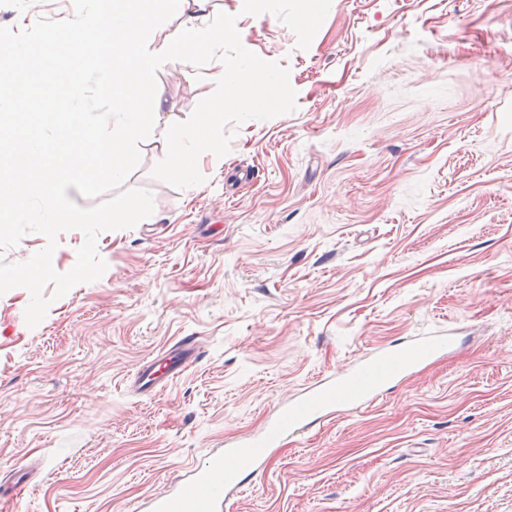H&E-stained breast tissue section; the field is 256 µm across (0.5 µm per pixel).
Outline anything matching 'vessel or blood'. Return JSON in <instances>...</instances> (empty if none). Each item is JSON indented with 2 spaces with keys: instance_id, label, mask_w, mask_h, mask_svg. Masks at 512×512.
I'll return each instance as SVG.
<instances>
[{
  "instance_id": "b4317fda",
  "label": "vessel or blood",
  "mask_w": 512,
  "mask_h": 512,
  "mask_svg": "<svg viewBox=\"0 0 512 512\" xmlns=\"http://www.w3.org/2000/svg\"><path fill=\"white\" fill-rule=\"evenodd\" d=\"M453 341L450 335L419 338L405 347H392L366 357L341 375L317 380L298 398L277 407L274 429L244 437L211 454L205 464L187 467L165 492L144 501L140 512H224L229 499L243 486L240 477L225 471V461L238 460L249 472L260 473L266 449L276 446L282 432L301 431L338 408L353 413L372 405L380 390L371 375L376 362H386L391 377L396 378L418 368ZM199 355L195 337L181 338L138 366L133 380L136 391L156 392L163 382L192 368Z\"/></svg>"
}]
</instances>
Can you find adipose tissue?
<instances>
[{
  "label": "adipose tissue",
  "mask_w": 512,
  "mask_h": 512,
  "mask_svg": "<svg viewBox=\"0 0 512 512\" xmlns=\"http://www.w3.org/2000/svg\"><path fill=\"white\" fill-rule=\"evenodd\" d=\"M62 30L84 62L70 77L72 127L58 131L47 121L50 66L29 69L26 94L0 95V140L12 146L1 224H109L117 214L134 223L151 222L148 208L130 209L122 202L108 213L72 209L67 198L74 173L89 171L97 159L112 182L124 181L132 164L131 142L158 129L171 167L187 189H195L197 162L219 156L224 148L225 111L251 112L255 84L286 89L277 74L242 59L216 71L221 92L205 111L190 121L175 120L155 74L172 63L193 65L203 56L223 62L228 31L211 0H81ZM146 100L152 104L148 112L141 109Z\"/></svg>",
  "instance_id": "obj_1"
}]
</instances>
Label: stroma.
Instances as JSON below:
<instances>
[{
    "label": "stroma",
    "mask_w": 512,
    "mask_h": 512,
    "mask_svg": "<svg viewBox=\"0 0 512 512\" xmlns=\"http://www.w3.org/2000/svg\"><path fill=\"white\" fill-rule=\"evenodd\" d=\"M213 4L225 66L287 91L225 112L195 190L157 132L70 198L154 223L0 224V482L28 478L0 512H137L317 379L447 326L368 408L283 434L231 512H512V0ZM214 74L156 78L189 121ZM187 335L201 360L131 391Z\"/></svg>",
    "instance_id": "stroma-1"
}]
</instances>
